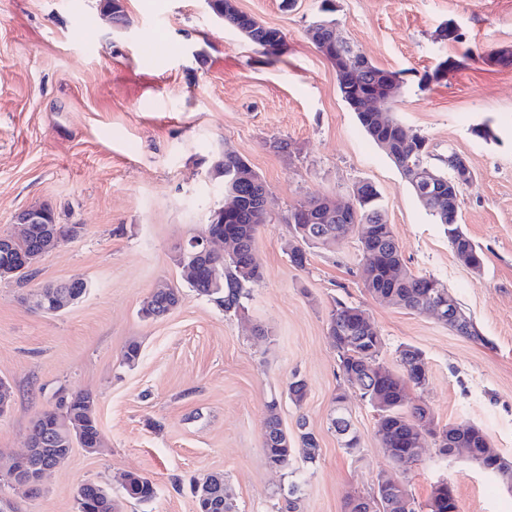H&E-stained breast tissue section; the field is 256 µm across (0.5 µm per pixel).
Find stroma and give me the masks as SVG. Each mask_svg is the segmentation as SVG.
I'll return each mask as SVG.
<instances>
[{
    "instance_id": "1",
    "label": "stroma",
    "mask_w": 512,
    "mask_h": 512,
    "mask_svg": "<svg viewBox=\"0 0 512 512\" xmlns=\"http://www.w3.org/2000/svg\"><path fill=\"white\" fill-rule=\"evenodd\" d=\"M342 36L372 63L408 71L393 104L424 135L443 166L464 157L475 180L461 196L464 231L484 252L475 272L455 256L442 225L400 171L360 128L342 99L333 65L306 28L322 0H236L279 29L275 57L224 25L205 0H123L129 22L103 20L99 0H0V236L23 208L49 205L81 234L47 253L25 281L0 280V379L12 388L0 418V463L23 452L35 415L61 394L93 392L103 446L73 448L38 496L0 490V512H77L79 484L110 488L121 512H196L190 479L224 477L233 512H347L383 476L397 478L414 505L447 482L460 512H512V492L459 453L443 459L426 441L411 469L394 467L376 434V413L347 389L328 334L336 301L359 306L383 340L381 357L422 351L425 388L410 405L434 428L477 425L512 459V67L487 65V50L512 46V0H333ZM455 21L460 43H438ZM461 66L428 89L419 77L447 56ZM488 124L482 139L474 126ZM287 149H278V142ZM246 159L269 191V220L256 257L262 276L246 287L243 313L224 311L184 282L179 245L204 235L224 195L214 164L224 149ZM379 191L407 268L439 279L477 324L483 342L373 297L360 275L356 237L307 248L295 266L288 211L323 194L346 202L360 183ZM80 276L88 291L58 314L31 309L26 296ZM180 304L156 320L140 309L156 282ZM138 342L135 365L123 361ZM303 379L302 405L288 396ZM361 438L342 447L333 400ZM283 428L320 440L315 464L295 457L270 467L262 447L269 404ZM138 472L157 490L148 503L126 498L122 478Z\"/></svg>"
}]
</instances>
